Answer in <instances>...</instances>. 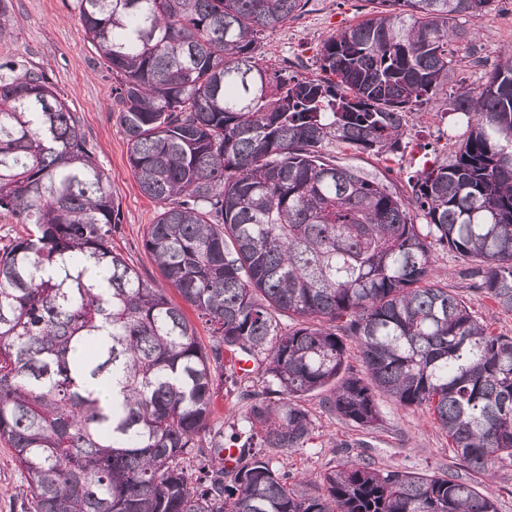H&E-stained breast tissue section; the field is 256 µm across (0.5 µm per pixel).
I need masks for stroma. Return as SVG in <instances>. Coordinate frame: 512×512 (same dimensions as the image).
I'll list each match as a JSON object with an SVG mask.
<instances>
[{"label":"stroma","mask_w":512,"mask_h":512,"mask_svg":"<svg viewBox=\"0 0 512 512\" xmlns=\"http://www.w3.org/2000/svg\"><path fill=\"white\" fill-rule=\"evenodd\" d=\"M369 9L368 0H309L298 19L261 36L256 58L272 70L286 67L301 77L320 78L324 41L361 21ZM12 13L17 29L13 37L0 41V62L13 61L44 71L57 95L77 112L122 209L121 230L113 235L112 246L145 278L161 283L154 261L142 247V236L148 224L154 222L159 205L144 196L136 184L112 95L113 80L81 34L75 0H12ZM464 26L479 30V37L453 44L448 93L407 114L399 152L377 157L331 143L325 146V153L335 157L337 163L363 169L404 196L410 193L409 178L425 162L451 160L468 129L456 122L448 109V99L483 84L500 52L512 46V0H498L494 10L467 19ZM463 266L457 254L436 251L435 268L449 290L461 295L477 317L491 318L496 332L512 336V312L502 311L490 297L472 290L469 281L460 275ZM324 397V392L318 391L303 400L314 421V447L280 456L281 464L304 489L319 486L324 472L346 458L361 457L389 470L452 472L491 496L497 512H512V459L496 460L490 472L477 473L453 458L446 435L426 413L401 408L380 396L376 399L380 423L362 429L329 413L322 404ZM22 485L12 449L0 442V512H27Z\"/></svg>","instance_id":"1"}]
</instances>
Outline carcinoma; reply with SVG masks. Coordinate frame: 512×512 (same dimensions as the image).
<instances>
[{"label":"carcinoma","mask_w":512,"mask_h":512,"mask_svg":"<svg viewBox=\"0 0 512 512\" xmlns=\"http://www.w3.org/2000/svg\"><path fill=\"white\" fill-rule=\"evenodd\" d=\"M370 2L324 42L326 77L306 80L254 52L308 0H76L136 183L160 204L143 248L209 326L207 348L112 250L120 203L77 113L43 71L0 63V216L33 225L0 245V440L32 512H497L451 472L350 459L308 494L276 461L313 447L301 399L327 386L328 410L359 427L380 421L379 393L427 413L472 470L512 457V336L433 267L459 254L512 312V49L449 100L468 136L406 198L322 149L398 151L403 114L447 93L450 46L471 36L459 21L496 0ZM15 25L0 0V40ZM346 336L363 378L346 374ZM215 372L263 384L227 437Z\"/></svg>","instance_id":"carcinoma-1"}]
</instances>
